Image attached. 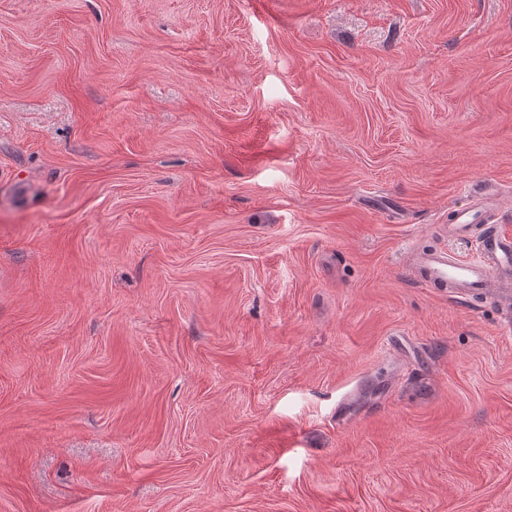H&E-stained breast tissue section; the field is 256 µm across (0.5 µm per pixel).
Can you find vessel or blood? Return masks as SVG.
<instances>
[{
	"instance_id": "b4317fda",
	"label": "vessel or blood",
	"mask_w": 512,
	"mask_h": 512,
	"mask_svg": "<svg viewBox=\"0 0 512 512\" xmlns=\"http://www.w3.org/2000/svg\"><path fill=\"white\" fill-rule=\"evenodd\" d=\"M492 193L472 192L454 212L448 226L451 236L465 239L481 228L478 256L463 260L447 250L413 256L411 270L416 279L433 288L448 291L458 300L480 298L502 313L500 328L512 333V233L495 223L491 211Z\"/></svg>"
}]
</instances>
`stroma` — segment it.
<instances>
[{
    "instance_id": "1",
    "label": "stroma",
    "mask_w": 512,
    "mask_h": 512,
    "mask_svg": "<svg viewBox=\"0 0 512 512\" xmlns=\"http://www.w3.org/2000/svg\"><path fill=\"white\" fill-rule=\"evenodd\" d=\"M512 0H0V512H512ZM494 193L470 192L454 211L448 233L466 239L478 225V257L463 260L450 250L413 256L411 270L416 279L432 288H442L458 300L480 298L501 310V331L512 333V233L495 224L491 204Z\"/></svg>"
}]
</instances>
